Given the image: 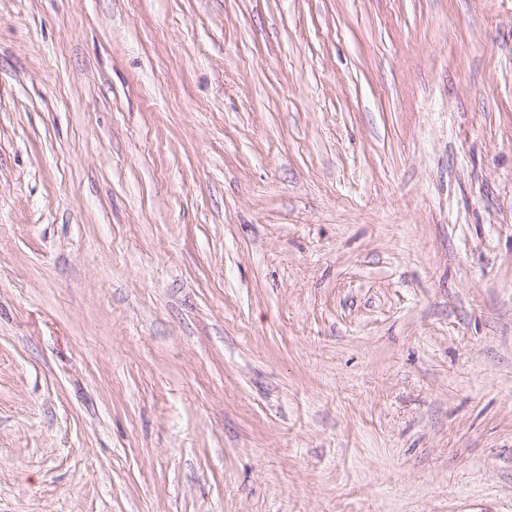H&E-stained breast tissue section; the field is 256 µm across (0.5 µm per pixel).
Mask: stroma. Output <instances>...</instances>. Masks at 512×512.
Masks as SVG:
<instances>
[{"instance_id": "1", "label": "stroma", "mask_w": 512, "mask_h": 512, "mask_svg": "<svg viewBox=\"0 0 512 512\" xmlns=\"http://www.w3.org/2000/svg\"><path fill=\"white\" fill-rule=\"evenodd\" d=\"M0 512H512V0H0Z\"/></svg>"}]
</instances>
